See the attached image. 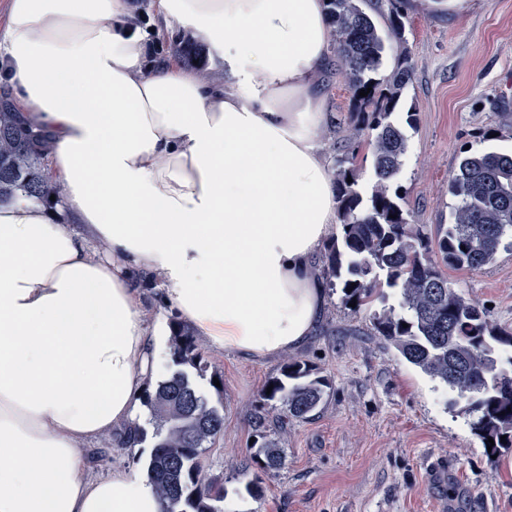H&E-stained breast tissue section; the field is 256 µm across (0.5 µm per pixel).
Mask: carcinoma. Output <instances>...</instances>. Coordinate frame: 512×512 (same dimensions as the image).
<instances>
[{
	"instance_id": "carcinoma-1",
	"label": "carcinoma",
	"mask_w": 512,
	"mask_h": 512,
	"mask_svg": "<svg viewBox=\"0 0 512 512\" xmlns=\"http://www.w3.org/2000/svg\"><path fill=\"white\" fill-rule=\"evenodd\" d=\"M366 0H329L326 10L331 48L351 89L358 114L357 131L367 133L375 183L371 192L357 189L353 166L339 165L342 242H333L323 273L340 281L344 302L360 307L379 297L378 288H396L400 312L383 311L373 330L410 364L440 380L465 411L475 415L471 428L489 446L491 457L512 448V374L493 357L498 346L512 348V332L489 319L485 309L448 287L440 266L480 270L493 264L503 238L512 234V155L496 151L460 158L448 192L455 199L448 228L429 241L402 205L397 181L408 151V137L392 119L414 68L408 56L391 74L381 75L386 45L405 43L403 13L391 6L386 29L363 9ZM178 58L204 72L205 49L180 36L170 44ZM370 89L367 96L360 90ZM53 150L50 135L24 127L7 94L0 95V202L18 196L47 205L60 201L61 187L45 174ZM55 200H50V197ZM174 369L154 391L145 394L154 428V444L145 463L146 478L164 502V512H224V484L208 475L207 446L224 433L223 403L214 404L192 381L187 368L204 371L207 361L194 332L172 320ZM262 393L270 409L252 417L261 440L253 459L262 471L284 465L281 441L273 429L288 418L306 419L325 400L328 382L305 360L288 358Z\"/></svg>"
}]
</instances>
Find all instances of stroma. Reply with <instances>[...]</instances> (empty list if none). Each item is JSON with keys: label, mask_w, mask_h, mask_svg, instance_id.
I'll return each mask as SVG.
<instances>
[{"label": "stroma", "mask_w": 512, "mask_h": 512, "mask_svg": "<svg viewBox=\"0 0 512 512\" xmlns=\"http://www.w3.org/2000/svg\"><path fill=\"white\" fill-rule=\"evenodd\" d=\"M403 12L406 42L385 53L384 68L393 70L404 51L414 63L404 103L417 121L400 183L404 208L433 239L449 218L457 160L470 151L512 153V0H469L460 16L406 0ZM319 80L332 116L322 142L335 168L351 152L352 94L338 69ZM447 275L492 321L512 328L511 237L494 264ZM396 302L389 289L355 308L341 288L329 290L315 336L295 353L327 379L328 398L310 418L285 425V466L274 474L252 461L251 416L281 359L205 347L224 381V433L205 464L224 483L226 512H512V448L488 459L447 387L375 336L373 316ZM254 479L258 498L246 491Z\"/></svg>", "instance_id": "1"}]
</instances>
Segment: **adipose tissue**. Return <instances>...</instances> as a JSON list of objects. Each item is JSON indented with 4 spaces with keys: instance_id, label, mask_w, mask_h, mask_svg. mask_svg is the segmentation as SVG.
Masks as SVG:
<instances>
[{
    "instance_id": "ef3b65f1",
    "label": "adipose tissue",
    "mask_w": 512,
    "mask_h": 512,
    "mask_svg": "<svg viewBox=\"0 0 512 512\" xmlns=\"http://www.w3.org/2000/svg\"><path fill=\"white\" fill-rule=\"evenodd\" d=\"M208 49L212 80L158 60L154 32ZM323 0H10L0 82L54 140L56 208L0 204V512H161L125 467L81 446L131 429L158 377L163 286L211 346L265 361L322 318L315 259L336 232L320 143ZM141 309L148 322H153L157 318H163L171 321L175 316L174 310L165 296L157 289H147L143 297Z\"/></svg>"
}]
</instances>
